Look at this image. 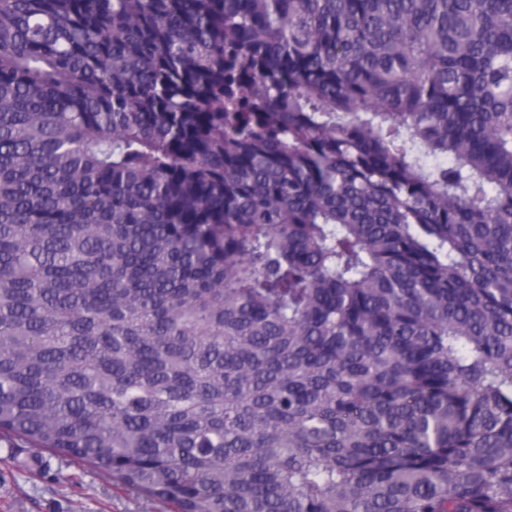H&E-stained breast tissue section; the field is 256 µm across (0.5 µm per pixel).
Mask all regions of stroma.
<instances>
[{"mask_svg":"<svg viewBox=\"0 0 512 512\" xmlns=\"http://www.w3.org/2000/svg\"><path fill=\"white\" fill-rule=\"evenodd\" d=\"M0 512H172L99 471L39 448L0 444Z\"/></svg>","mask_w":512,"mask_h":512,"instance_id":"1","label":"stroma"}]
</instances>
